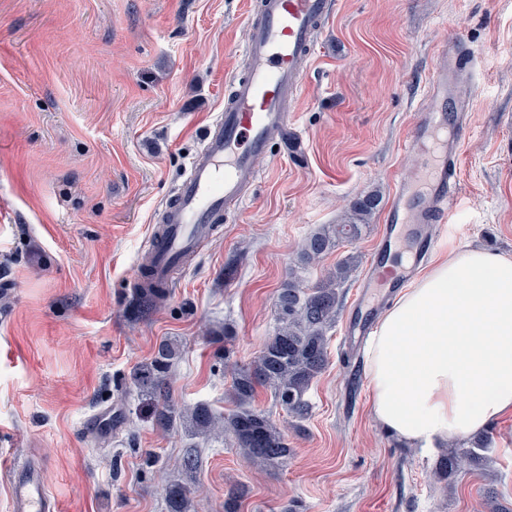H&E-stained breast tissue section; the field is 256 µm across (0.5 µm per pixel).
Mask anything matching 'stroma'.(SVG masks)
Here are the masks:
<instances>
[{"mask_svg": "<svg viewBox=\"0 0 512 512\" xmlns=\"http://www.w3.org/2000/svg\"><path fill=\"white\" fill-rule=\"evenodd\" d=\"M246 2L0 0V512L10 457L45 469L61 512H167L163 488L192 444L197 512H224L235 484L247 489L239 512L293 501L301 512H485L490 487L512 505V416L487 427L482 470L437 485L444 448L408 447L376 422L366 359L343 347L355 277L283 468L255 471L228 435L161 428L133 383L175 340V404L206 403L219 418L233 409L234 369L273 335L297 244L369 191L388 200L413 168L402 142L451 36L478 68L458 89L472 105L461 193L434 254L512 257V0H338L294 107L304 161L259 160L241 211L204 240L166 302L143 310L131 287L141 246L204 122L224 108ZM381 220L321 268L367 261ZM102 410L112 428L90 435L86 419Z\"/></svg>", "mask_w": 512, "mask_h": 512, "instance_id": "obj_1", "label": "stroma"}]
</instances>
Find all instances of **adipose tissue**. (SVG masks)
<instances>
[{
  "label": "adipose tissue",
  "mask_w": 512,
  "mask_h": 512,
  "mask_svg": "<svg viewBox=\"0 0 512 512\" xmlns=\"http://www.w3.org/2000/svg\"><path fill=\"white\" fill-rule=\"evenodd\" d=\"M371 411L414 446L512 415V258L473 248L401 289L367 347Z\"/></svg>",
  "instance_id": "ef3b65f1"
}]
</instances>
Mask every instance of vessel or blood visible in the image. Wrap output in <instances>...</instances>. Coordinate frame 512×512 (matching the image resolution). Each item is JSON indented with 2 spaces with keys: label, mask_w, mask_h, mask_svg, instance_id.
<instances>
[{
  "label": "vessel or blood",
  "mask_w": 512,
  "mask_h": 512,
  "mask_svg": "<svg viewBox=\"0 0 512 512\" xmlns=\"http://www.w3.org/2000/svg\"><path fill=\"white\" fill-rule=\"evenodd\" d=\"M247 13L249 33L240 50L244 72L233 76L223 111L209 118L198 150L155 212L133 287L169 284L218 224L236 215L258 180L255 162L271 142H279L286 155L300 148L291 107L301 94L317 39L336 13V0H249ZM476 64L456 38L436 48L431 81L404 141L417 162L395 182L381 237L359 284L358 304H374L391 286L397 267L381 254L397 225L419 226L413 249L421 261L454 216L470 110L457 87L473 78ZM8 500L9 512H58L43 467L27 462L11 464Z\"/></svg>",
  "instance_id": "b4317fda"
}]
</instances>
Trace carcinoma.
Here are the masks:
<instances>
[{
	"label": "carcinoma",
	"mask_w": 512,
	"mask_h": 512,
	"mask_svg": "<svg viewBox=\"0 0 512 512\" xmlns=\"http://www.w3.org/2000/svg\"><path fill=\"white\" fill-rule=\"evenodd\" d=\"M380 199L369 194L351 202L341 222L325 224L298 245V268L288 274V282L275 299L276 327L259 356L234 371L232 399L235 409L222 418L216 417L208 405L197 404L181 409L170 395L169 372L180 354L175 342L161 343L151 361L133 374L134 382L156 402V421L165 428L175 422L191 433L219 438L233 435L239 454L261 471L277 468L288 460L292 449L288 437L269 414L253 407L257 389L271 391L275 402L297 423L311 414L307 394L314 380L326 369L329 360V331L334 327L340 307V291L356 272L359 257L352 254L324 270L312 285L305 284L300 271L318 264L340 242L361 236L371 221ZM165 288H151L138 293L148 307L163 303ZM482 436L470 448L453 450L440 462L434 480L448 479L461 470H476L487 450ZM167 512H191L192 486L182 482L165 485Z\"/></svg>",
	"instance_id": "obj_1"
}]
</instances>
